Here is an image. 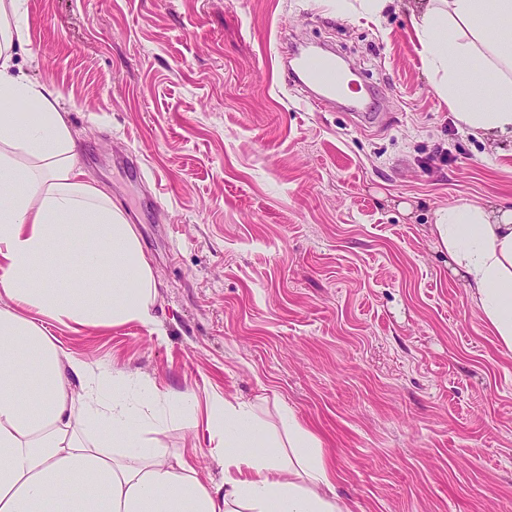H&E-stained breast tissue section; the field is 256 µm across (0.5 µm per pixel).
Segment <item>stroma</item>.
<instances>
[{"mask_svg": "<svg viewBox=\"0 0 512 512\" xmlns=\"http://www.w3.org/2000/svg\"><path fill=\"white\" fill-rule=\"evenodd\" d=\"M18 62L60 96L88 179L133 225L156 328L75 332L69 353L198 401L284 410L322 441L351 512H512V351L430 236L432 211L512 208V142L458 125L407 9L334 0H29ZM351 57L386 119L314 112L283 45ZM203 427L158 437L224 479Z\"/></svg>", "mask_w": 512, "mask_h": 512, "instance_id": "stroma-1", "label": "stroma"}]
</instances>
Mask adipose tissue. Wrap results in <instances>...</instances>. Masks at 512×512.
Returning a JSON list of instances; mask_svg holds the SVG:
<instances>
[{"instance_id":"ef3b65f1","label":"adipose tissue","mask_w":512,"mask_h":512,"mask_svg":"<svg viewBox=\"0 0 512 512\" xmlns=\"http://www.w3.org/2000/svg\"><path fill=\"white\" fill-rule=\"evenodd\" d=\"M425 71L461 126L512 140V0H418ZM27 0H0V512H346L338 474L293 412L292 458L247 404L198 403L148 378L62 349L47 324L76 331L157 324V285L111 197L83 180L58 94L17 63L31 45ZM431 234L482 319L512 349V209L442 206ZM202 416L222 483L154 441Z\"/></svg>"}]
</instances>
